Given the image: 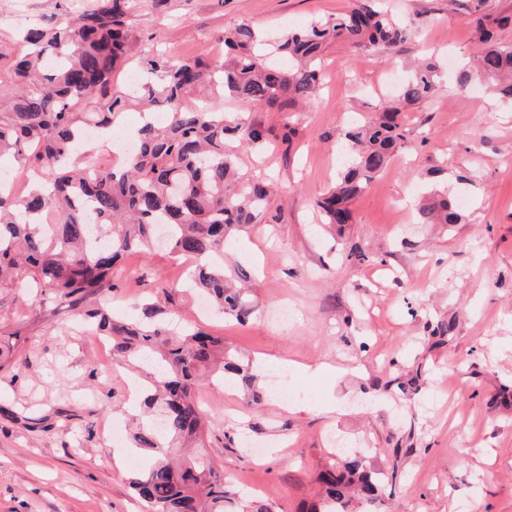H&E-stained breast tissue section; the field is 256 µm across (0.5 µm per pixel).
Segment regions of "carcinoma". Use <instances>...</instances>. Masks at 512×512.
Segmentation results:
<instances>
[{"label":"carcinoma","mask_w":512,"mask_h":512,"mask_svg":"<svg viewBox=\"0 0 512 512\" xmlns=\"http://www.w3.org/2000/svg\"><path fill=\"white\" fill-rule=\"evenodd\" d=\"M376 0H356L334 20H314L269 43L248 23L224 31V54L213 58L143 56L138 94L113 86L114 72L133 58L137 39L130 23L135 0H97L66 14L50 29L30 27L27 51L17 54L13 91L0 93V161L8 159L12 183L0 186V308L5 292L27 281L78 316L94 320L112 339V365L142 377L145 420L135 424L131 447L152 458L138 469L130 488L148 512H226L237 505L224 475L205 451L204 414L196 399L200 383L221 381L248 389L251 361L224 340L161 318L153 303L123 321L110 317L97 298L116 288L113 271L125 255L157 248V228L166 227V249L192 260L191 285L208 295L225 316L244 324L257 306L233 285L224 268L227 240L270 214L272 184L240 172L238 149L263 148L270 130L249 121L257 106L294 112L322 81L320 56L330 41L359 50L406 42L408 25L379 11ZM505 17L475 19L485 44L474 63L462 66L457 86L486 84L512 102V44L493 40ZM438 68L422 61L402 82L398 99H431ZM206 90L241 104L235 115L206 107L187 109L191 95ZM168 118L143 120L136 149L111 170L85 162V133L109 137L133 103ZM397 109L377 120H358L339 133L345 148L336 182L316 202L323 223H351L350 204L389 164L403 140ZM93 217L108 242L93 241ZM420 224H459L463 215L445 182L434 180L417 206ZM391 477L354 459L321 475L323 489L312 512H351L352 494L388 504Z\"/></svg>","instance_id":"carcinoma-1"}]
</instances>
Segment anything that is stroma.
<instances>
[{"label": "stroma", "instance_id": "35a3bbf8", "mask_svg": "<svg viewBox=\"0 0 512 512\" xmlns=\"http://www.w3.org/2000/svg\"><path fill=\"white\" fill-rule=\"evenodd\" d=\"M86 0H0V81L10 82L16 32L79 10ZM354 0H140L131 21L144 49L217 55L240 22L270 37L312 18L345 13ZM415 35L358 52L333 42L323 86L297 112L253 108L274 133L245 150L243 172L272 176L279 219L242 232L229 264L253 280L259 309L244 324L196 295L170 292L184 266L165 251L124 258L110 297L115 314L144 300L178 311L252 360L288 363L305 394L289 411L257 376L259 403L202 384L211 424L206 451L226 484L270 512H307L335 442L357 446L375 469H397L394 512H512V105L484 87L459 89L456 62L480 53L474 19L512 15V0H385ZM436 52L443 90L398 107L399 152L351 205L342 232L322 224L316 200L341 168L336 133L350 114L391 99L394 78ZM295 133L281 140L285 126ZM445 167L449 187L469 177L462 224H421L425 172ZM0 329L26 339L21 364L0 368V512H146L116 459L113 426L128 424V379L110 370L99 338L67 305L20 285ZM293 310L281 320L282 306ZM327 371H320V364ZM244 431L256 444H227Z\"/></svg>", "mask_w": 512, "mask_h": 512}]
</instances>
